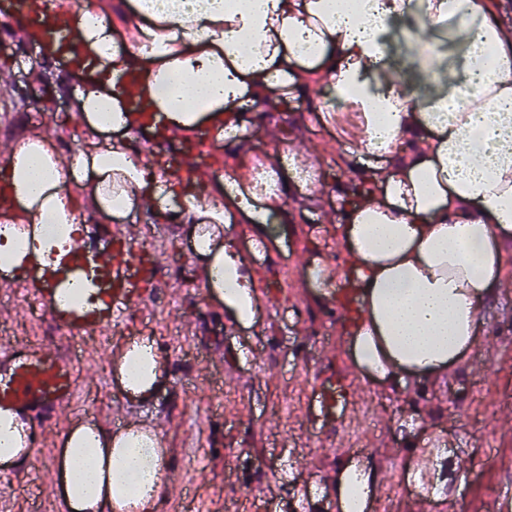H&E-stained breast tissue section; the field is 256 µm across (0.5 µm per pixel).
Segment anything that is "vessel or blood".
Wrapping results in <instances>:
<instances>
[{
    "instance_id": "1",
    "label": "vessel or blood",
    "mask_w": 512,
    "mask_h": 512,
    "mask_svg": "<svg viewBox=\"0 0 512 512\" xmlns=\"http://www.w3.org/2000/svg\"><path fill=\"white\" fill-rule=\"evenodd\" d=\"M53 0H0V18L20 31L37 59L56 61L74 77L108 86L117 95L140 140L166 147L160 175L177 174L196 185L206 181L209 144L224 134V115L213 112L209 121L172 126L163 103L155 96L158 76L137 64L109 67L83 33V11L96 9V0H75L72 6L53 7ZM161 267L151 246L136 241L121 224L98 241L70 245L56 261L40 264L18 286L45 307L49 319L69 341L101 333L119 323L141 301L144 284L158 279ZM80 284L86 298L77 305L60 304L67 288ZM0 356L11 357L8 379L0 380V415L26 413L49 427L67 410L77 387L75 359L58 349L30 347L4 341ZM411 484L416 490L411 512H428L435 483L434 449H414Z\"/></svg>"
}]
</instances>
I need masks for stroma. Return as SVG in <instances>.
Here are the masks:
<instances>
[{"instance_id":"35a3bbf8","label":"stroma","mask_w":512,"mask_h":512,"mask_svg":"<svg viewBox=\"0 0 512 512\" xmlns=\"http://www.w3.org/2000/svg\"><path fill=\"white\" fill-rule=\"evenodd\" d=\"M415 25L409 18L394 27L386 63L427 98L446 91L448 71L460 68L464 56L449 44L447 24L409 36ZM11 43L9 57L0 56V144L36 141L57 160L91 138L102 147L121 139L118 131L91 135L75 110L78 83L59 65L31 63L19 36ZM319 94L292 83L278 95L282 107L245 101L252 138L221 146L210 161L212 173L231 168L246 179L256 155L266 154L277 171L280 155L291 152L302 169L316 173L310 187L262 198L265 230L233 221L218 232L217 245L234 240L252 272L260 295L253 325L231 322L215 294L195 287L194 271L207 259L194 249L192 225L164 222L136 204L117 214L87 213L92 233L137 225L168 276L127 311L120 328L85 338L75 401L41 430L39 446L58 453L71 426H108L120 413L159 434L167 450L169 470L155 512H227L232 504L238 512H296L313 483L335 495L349 469L370 477L368 512H403L410 451L432 444L441 450L439 487L453 489L465 512H495L498 488L512 481V241L505 244L506 291L483 310L484 334L462 365L440 379L409 376L399 386L364 378L335 410L320 408L329 385L318 342L342 334L325 284L352 277L337 226L355 174L336 158L351 148L356 123L349 104L318 111ZM290 196L304 199V206L282 210L281 200ZM314 266L323 269L325 283H308L303 293L276 287L283 277L306 280ZM13 284L0 273V307L10 310L0 337L71 351L45 312L22 300ZM144 337L163 343L169 354L161 359L166 384L142 400L122 392L115 366L117 351ZM229 369L238 371L237 379L226 378ZM176 370L183 386L170 381ZM381 439L403 449L398 473L379 469L369 457ZM315 455L326 461L318 475L310 469ZM54 470L46 459L20 461L13 478L0 481V512H67L57 497L44 494Z\"/></svg>"}]
</instances>
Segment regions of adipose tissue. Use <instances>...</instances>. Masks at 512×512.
Masks as SVG:
<instances>
[{"instance_id":"obj_1","label":"adipose tissue","mask_w":512,"mask_h":512,"mask_svg":"<svg viewBox=\"0 0 512 512\" xmlns=\"http://www.w3.org/2000/svg\"><path fill=\"white\" fill-rule=\"evenodd\" d=\"M133 12L139 38L127 55L177 76V93L163 97L174 124L215 109L234 114L247 91L276 101L279 77L291 73L357 108L362 185L343 209V244L363 299L348 328L359 373L433 379L461 362L483 334V307L502 292L512 239V32L500 28L495 0H159L152 9L137 0ZM410 14L423 31L448 20L463 46L484 39L490 64L469 55L445 95L425 101L406 92L384 60L393 24ZM441 105L448 115L440 120ZM78 110L91 132L133 130L105 85L87 86ZM1 173L21 217L0 226V269L17 276L49 253L45 225H61L63 245L83 226L87 205L68 176L90 175L91 205L108 211L155 200L159 190L123 141L63 163L35 152ZM212 200L260 227L262 212L234 174L225 173ZM197 251L227 315L251 325L258 298L234 243L215 250L204 240ZM116 438L100 426L69 431L57 464L69 512H113L122 477L139 487L135 512H152L160 443L128 436L117 452Z\"/></svg>"}]
</instances>
